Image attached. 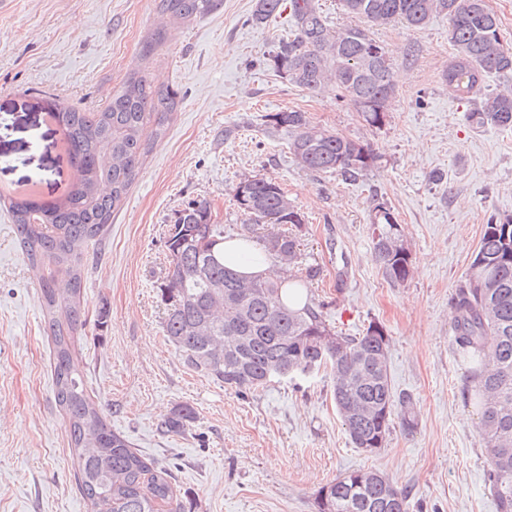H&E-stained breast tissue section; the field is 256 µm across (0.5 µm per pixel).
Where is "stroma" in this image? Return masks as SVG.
Returning <instances> with one entry per match:
<instances>
[{"instance_id":"obj_1","label":"stroma","mask_w":512,"mask_h":512,"mask_svg":"<svg viewBox=\"0 0 512 512\" xmlns=\"http://www.w3.org/2000/svg\"><path fill=\"white\" fill-rule=\"evenodd\" d=\"M255 0H221L191 23L155 0H0V512H90L76 486L66 417L54 393L52 343L39 288L16 237L7 193L37 180L43 199L74 180L47 105L104 108L133 72L181 102L145 156L102 244L85 256L87 322L74 361L113 430L171 469L192 512H315L322 486L351 469L384 473L416 512H496L486 483L472 366L452 351L451 297L491 215L512 214V130L478 127L442 74L455 50L446 15L420 30L373 28L391 53L396 93L384 126H366L335 93L318 94L270 65L289 13L261 25ZM367 143L376 166L355 181L303 169L271 114ZM279 183L305 216L297 232L311 302L333 331L382 325L395 392L410 393L418 428L393 430L379 454L351 444L319 371L241 393L189 368L162 332L166 240L176 214L210 202L226 235L245 230L240 179ZM394 211L411 276L390 285L373 260L374 202ZM196 418L162 431L174 406Z\"/></svg>"}]
</instances>
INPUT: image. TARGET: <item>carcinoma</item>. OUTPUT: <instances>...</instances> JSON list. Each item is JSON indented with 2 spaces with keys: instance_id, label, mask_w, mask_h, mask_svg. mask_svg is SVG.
Here are the masks:
<instances>
[{
  "instance_id": "1",
  "label": "carcinoma",
  "mask_w": 512,
  "mask_h": 512,
  "mask_svg": "<svg viewBox=\"0 0 512 512\" xmlns=\"http://www.w3.org/2000/svg\"><path fill=\"white\" fill-rule=\"evenodd\" d=\"M219 0H158L163 14L191 22ZM288 6L292 32L279 39L271 61L280 77L311 92L336 91L371 127L387 118L396 92L391 57L370 34L373 26L399 22L425 27L432 14L448 15L454 62L443 74L448 90L467 102L486 76L512 75V48L504 44L500 22L486 0H342L344 10L365 25L333 30L315 0H256L252 22L259 25ZM178 104L177 93L153 87L130 74L101 110L59 107L60 124L79 177L60 201L10 202L12 224L30 268L36 272L46 329L53 349V384L66 416V432L77 464L79 489L91 512H188L189 493L177 492L170 469L132 448L112 431L102 408L88 394L73 365L75 336L86 325L82 270L89 246L102 243L112 213L139 174L150 149ZM478 126L512 128V91L487 96L468 113ZM276 129L288 132L290 150L308 171L336 174L346 181L365 175L377 162L370 145L313 126L305 113L277 112ZM234 200L248 224H289L300 228L303 215L279 184L246 176ZM373 256L385 279L400 285L411 275L410 254L395 245L401 225L383 202L372 208ZM511 229L505 230L503 226ZM168 267L162 288L167 305L163 334L188 366L238 392L266 387L270 371L288 367V376L320 369L334 379L332 397L349 440L373 455L387 446L395 427L407 435L418 426L413 397L395 393L388 374L389 337L371 324L360 336L332 334L322 306H288L282 291L305 290L319 271L297 275L298 238L273 231L262 239L260 256L280 264L279 279L245 277L224 266V225L212 221L211 205L195 201L183 209L167 241ZM224 283L215 296L212 284ZM453 347L458 357L477 363L474 397L481 408L486 477L496 512H512V215L490 218L464 280L453 296ZM194 410L177 406L164 422L182 433ZM316 512H411L409 493L376 470L356 469L324 486Z\"/></svg>"
}]
</instances>
